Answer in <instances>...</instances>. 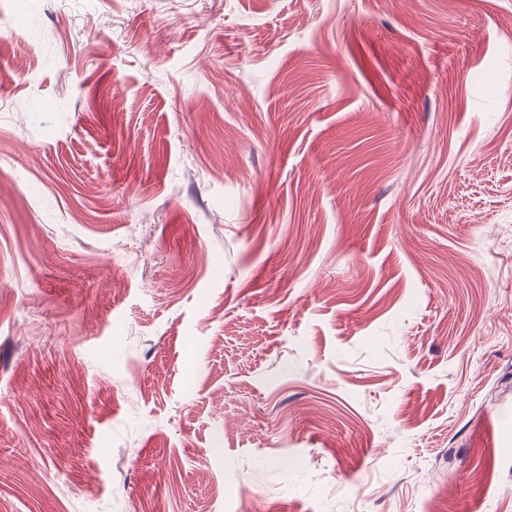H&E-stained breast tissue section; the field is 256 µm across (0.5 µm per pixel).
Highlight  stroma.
I'll list each match as a JSON object with an SVG mask.
<instances>
[{
  "label": "stroma",
  "mask_w": 512,
  "mask_h": 512,
  "mask_svg": "<svg viewBox=\"0 0 512 512\" xmlns=\"http://www.w3.org/2000/svg\"><path fill=\"white\" fill-rule=\"evenodd\" d=\"M0 512H512V0H0Z\"/></svg>",
  "instance_id": "obj_1"
}]
</instances>
